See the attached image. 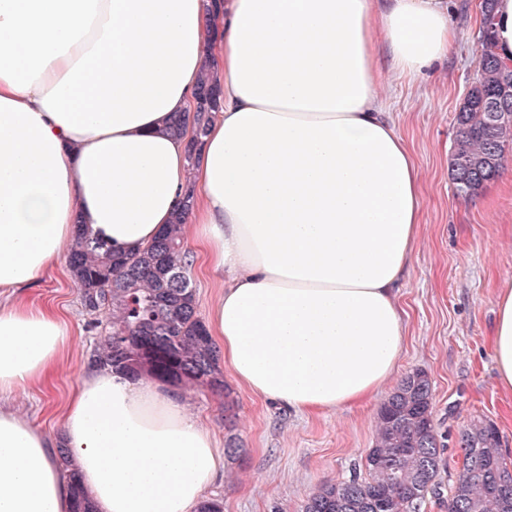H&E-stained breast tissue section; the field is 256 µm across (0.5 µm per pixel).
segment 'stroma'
Segmentation results:
<instances>
[{
  "label": "stroma",
  "instance_id": "1",
  "mask_svg": "<svg viewBox=\"0 0 512 512\" xmlns=\"http://www.w3.org/2000/svg\"><path fill=\"white\" fill-rule=\"evenodd\" d=\"M449 18L456 46L448 58L413 81L388 75L382 89L388 116L412 150L422 186L418 242L399 285L407 343L397 374L428 373L449 461L458 459L460 428L477 417L496 424L502 452L512 460V394L497 386L488 344L498 290L512 280V164L480 196L458 195L448 156L456 108L479 69V0H452ZM17 298L32 306H58L70 329L71 343L58 360L54 381L30 384L12 402L21 419L54 436L96 334L67 260ZM224 381L234 400V428H225L219 398L185 394L219 441L233 436L241 446L236 456L225 458L222 473L206 492L223 500L224 512H300L319 483L349 478L374 445L383 395L359 407L302 415L253 395L232 376Z\"/></svg>",
  "mask_w": 512,
  "mask_h": 512
}]
</instances>
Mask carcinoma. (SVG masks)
I'll return each instance as SVG.
<instances>
[{
    "label": "carcinoma",
    "instance_id": "cac0c4a2",
    "mask_svg": "<svg viewBox=\"0 0 512 512\" xmlns=\"http://www.w3.org/2000/svg\"><path fill=\"white\" fill-rule=\"evenodd\" d=\"M493 2H480V67L459 104L448 158L456 190L466 199L501 175L512 150V66L492 50ZM217 90L209 74L198 76L193 113L198 138L216 106ZM183 220L178 214L153 242L129 253L112 251L87 225H75L69 271L97 330L88 364L106 366L123 378L147 375L222 395L218 350L198 314L188 276ZM432 391L427 372L416 369L404 376L380 408L374 447L358 471L347 480L320 484L303 512H423L430 496L448 512H512V462L501 452L496 425L481 417L460 430L457 477L448 500L439 498L449 462L434 421ZM57 452L71 484L72 512H91L69 450Z\"/></svg>",
    "mask_w": 512,
    "mask_h": 512
}]
</instances>
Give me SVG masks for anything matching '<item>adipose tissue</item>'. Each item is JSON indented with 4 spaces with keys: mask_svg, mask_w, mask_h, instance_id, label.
Returning a JSON list of instances; mask_svg holds the SVG:
<instances>
[{
    "mask_svg": "<svg viewBox=\"0 0 512 512\" xmlns=\"http://www.w3.org/2000/svg\"><path fill=\"white\" fill-rule=\"evenodd\" d=\"M454 44L448 0H0V290L75 225L127 252L182 208L225 277L208 331L234 380L297 413L366 402L398 369L421 222L380 89ZM205 70L221 97L193 149L166 127ZM70 341L55 308L0 303V397ZM489 346L511 393V280ZM62 446L96 512H195L223 463L179 391L88 366L58 435L0 404V512H70Z\"/></svg>",
    "mask_w": 512,
    "mask_h": 512,
    "instance_id": "ef3b65f1",
    "label": "adipose tissue"
}]
</instances>
